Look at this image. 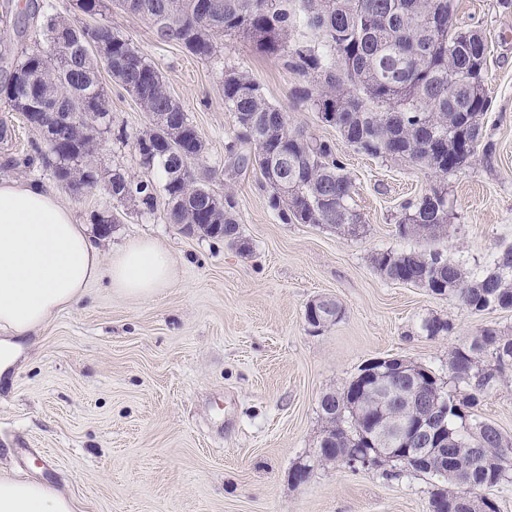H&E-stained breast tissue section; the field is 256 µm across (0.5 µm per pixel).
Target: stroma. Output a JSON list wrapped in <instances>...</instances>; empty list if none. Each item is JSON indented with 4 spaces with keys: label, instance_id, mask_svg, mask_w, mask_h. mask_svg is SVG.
Returning <instances> with one entry per match:
<instances>
[{
    "label": "stroma",
    "instance_id": "35a3bbf8",
    "mask_svg": "<svg viewBox=\"0 0 512 512\" xmlns=\"http://www.w3.org/2000/svg\"><path fill=\"white\" fill-rule=\"evenodd\" d=\"M106 18L157 64L206 149L197 169L223 166L233 136L220 66L248 72L288 126L330 141L352 183L363 217L358 235L324 224H286L269 207L258 172L244 168L210 184L232 195L247 252L223 240L187 234L163 209L113 202L104 186L81 196L59 187L41 162L10 167L33 154L38 132L0 106L10 128L0 142V178L42 182L72 206L81 223L120 214L103 251L139 237L158 240L175 262L176 281L150 299L116 295L92 282L74 307L29 338L0 373V476L45 482L74 497L80 512H430L441 477L399 472L397 465L352 469L319 463L326 426L319 399L346 385L376 358L398 357L448 376V354L487 327L512 335V309L470 313L455 297L385 280L374 252L416 247L401 237L405 202L448 194L444 256L479 274L494 252L512 247V0H453V23L487 42L483 117L492 151L477 149L461 169L438 174L408 161L373 158L320 122L293 91L303 77L258 54L243 39L220 38L219 62L158 42L151 25L112 10ZM35 0H0V41L14 54L35 49ZM101 80L112 118L92 160L157 179L132 147L150 121L136 101ZM331 298L337 322L314 327L307 305ZM449 320L447 336H426L423 320ZM480 416L512 441V372L483 398ZM310 465L295 484L296 465Z\"/></svg>",
    "mask_w": 512,
    "mask_h": 512
}]
</instances>
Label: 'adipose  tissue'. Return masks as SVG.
<instances>
[{
  "mask_svg": "<svg viewBox=\"0 0 512 512\" xmlns=\"http://www.w3.org/2000/svg\"><path fill=\"white\" fill-rule=\"evenodd\" d=\"M106 278L113 292L147 299L170 287L176 270L169 252L151 239L103 255L72 208L42 185L0 179V365L10 366L19 338L35 334L72 307L89 284ZM0 512H76L74 501L38 481L0 477Z\"/></svg>",
  "mask_w": 512,
  "mask_h": 512,
  "instance_id": "1",
  "label": "adipose tissue"
}]
</instances>
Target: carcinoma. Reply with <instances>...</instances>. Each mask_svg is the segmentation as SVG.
I'll return each mask as SVG.
<instances>
[{"label":"carcinoma","mask_w":512,"mask_h":512,"mask_svg":"<svg viewBox=\"0 0 512 512\" xmlns=\"http://www.w3.org/2000/svg\"><path fill=\"white\" fill-rule=\"evenodd\" d=\"M88 16H102L117 5L147 21L162 43H175L188 54L218 56L217 38H243L257 52L298 71L304 84L296 99L317 114H336L334 126L358 151L374 158L407 160L421 167L433 154L442 173L460 169L470 156L455 144L472 128L482 127L488 110L483 86L473 83L485 66L486 44L477 30L455 31L448 39V0H73ZM35 43L43 48L14 59L12 74L0 85V99L12 112L57 114L52 142L35 146L37 159L75 196L110 182L109 195L152 212L163 200L170 224H194L198 234L224 240L241 252L236 205L229 195L208 187L216 176L233 178L252 165L269 189V207L283 223L327 224L353 233L362 216L352 206V184L343 174L335 146L292 131L283 110L270 103L261 85L235 67L221 71L224 108L234 122V141L220 169L200 176L188 173L205 149L197 127L170 95L159 68L109 22L77 26L41 5ZM431 16L434 27L419 20ZM101 46L107 70L141 109L157 122L134 137L142 165L157 170L161 184L114 170L104 177L91 161L97 142L110 130L107 94L98 57L89 43ZM398 221L403 237L435 243L446 233L448 200L427 194L403 206ZM389 281L422 286L426 270L440 273L431 292L450 294L463 309L481 312L512 309V248L497 251L491 264L470 277L457 262L427 248L383 250L372 256ZM429 336H443L452 324L424 322ZM512 369V336L486 328L448 354L454 389L439 386L448 400V454L429 460L418 472L439 475L445 467L459 481L433 489L430 503L441 512H466L463 501L474 491L498 484L512 468V442L473 409L479 396ZM400 391L388 378L365 387L358 378L336 391V416L327 420L318 457L324 462L361 451L363 433L378 421L397 427L410 409L396 402Z\"/></svg>","instance_id":"obj_1"}]
</instances>
